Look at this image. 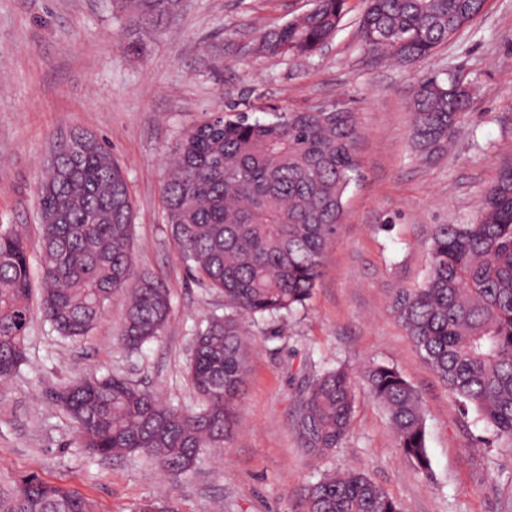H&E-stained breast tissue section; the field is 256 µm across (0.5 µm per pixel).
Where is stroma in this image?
Listing matches in <instances>:
<instances>
[{
	"label": "stroma",
	"mask_w": 512,
	"mask_h": 512,
	"mask_svg": "<svg viewBox=\"0 0 512 512\" xmlns=\"http://www.w3.org/2000/svg\"><path fill=\"white\" fill-rule=\"evenodd\" d=\"M311 0H185L162 31L126 50V21L112 0H0V226L40 251L37 193L47 160L75 129L103 138L127 173L135 210L132 276L150 272L171 292L170 321L131 353L117 336L115 300L84 339L58 335L31 300L27 361L0 386V487L37 473L89 497L95 512H133L156 499L173 512H301L300 490L326 471L356 470L406 512H512V447L492 443L454 398L394 314L420 287L436 225L466 224L512 163V0L482 12L431 55L410 64L365 49V0H348L334 36L309 58L253 55L258 27L284 23ZM427 77L459 79L469 105L444 151L411 143L412 94ZM339 104L354 112L361 176L346 196L335 242L304 309L255 323L238 425L204 449L174 484L130 456L102 461L74 443L57 394L80 377L120 375L183 408L196 403L186 376L194 334L223 314V296L186 271L164 221L162 193L173 145L209 113L246 106L255 116ZM395 367L425 409L429 471L397 446L384 409L355 386L350 435L323 459L292 432L297 396L316 366Z\"/></svg>",
	"instance_id": "obj_1"
}]
</instances>
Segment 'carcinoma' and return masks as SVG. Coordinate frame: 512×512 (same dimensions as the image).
I'll use <instances>...</instances> for the list:
<instances>
[{"label":"carcinoma","instance_id":"carcinoma-1","mask_svg":"<svg viewBox=\"0 0 512 512\" xmlns=\"http://www.w3.org/2000/svg\"><path fill=\"white\" fill-rule=\"evenodd\" d=\"M485 0H367L360 33L368 51L400 61L430 55L483 10ZM181 0H113L142 40L180 10ZM347 0H314L304 14L261 28L256 54L307 58L333 36ZM469 103L452 81L428 78L413 93L411 138L444 148ZM359 131L344 109L251 118L212 112L185 129L163 187L164 219L190 276L224 295V314L194 337L188 376L199 399L189 412L119 376L82 378L59 393L77 444L93 457L138 455L179 483L206 448L232 435L247 377L250 324L306 306L336 239L349 187L359 177ZM41 305L60 336L85 337L113 300L126 303L119 342L140 350L160 336L170 289L150 273L130 281L133 203L123 169L105 143L75 130L54 153L39 187ZM32 292L24 239L0 230V381L26 362ZM398 319L464 413L475 412L496 442L512 447V165L499 172L468 224H440L427 277L395 304ZM385 409L397 447L427 471L425 412L393 367L362 373ZM355 397L343 366L323 367L300 392L292 430L308 455L326 457L348 438ZM302 512H404L356 471L327 472L303 486ZM0 512H94L76 489L36 473L0 497Z\"/></svg>","mask_w":512,"mask_h":512}]
</instances>
